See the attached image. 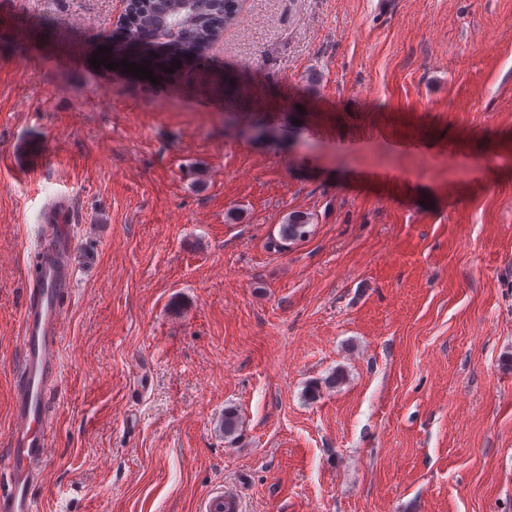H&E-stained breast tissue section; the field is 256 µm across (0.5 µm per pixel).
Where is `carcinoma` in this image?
<instances>
[{"mask_svg": "<svg viewBox=\"0 0 512 512\" xmlns=\"http://www.w3.org/2000/svg\"><path fill=\"white\" fill-rule=\"evenodd\" d=\"M130 15L119 28L123 42L136 49L131 55L116 51L115 59L123 58L137 65H148L152 71L163 72L175 58L181 62L205 60L209 50L224 28L232 25L237 16L238 0H193L190 6L184 0H169L170 14L166 30L158 29L153 11V0H135ZM158 57H153V54ZM310 218L293 212L279 225V239L274 247L287 246L308 235Z\"/></svg>", "mask_w": 512, "mask_h": 512, "instance_id": "cac0c4a2", "label": "carcinoma"}]
</instances>
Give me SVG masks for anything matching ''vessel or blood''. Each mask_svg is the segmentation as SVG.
Returning <instances> with one entry per match:
<instances>
[{"label": "vessel or blood", "instance_id": "1", "mask_svg": "<svg viewBox=\"0 0 512 512\" xmlns=\"http://www.w3.org/2000/svg\"><path fill=\"white\" fill-rule=\"evenodd\" d=\"M70 206L59 201L33 253L20 345L13 370L14 396L9 446L0 451V512H39L34 489L44 467L57 455L51 427V390L60 379L59 345L69 319L64 302L73 286ZM229 492L213 493L205 512H240Z\"/></svg>", "mask_w": 512, "mask_h": 512}]
</instances>
